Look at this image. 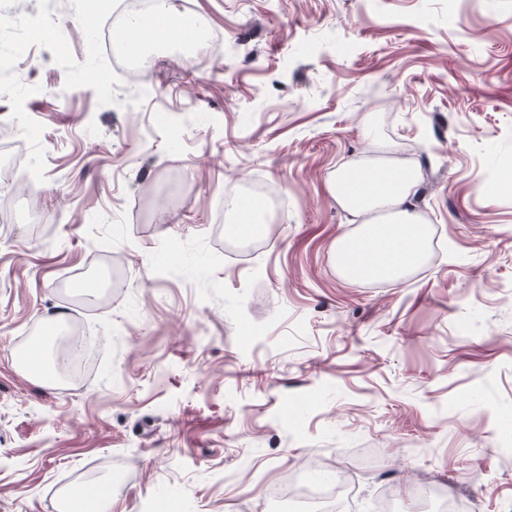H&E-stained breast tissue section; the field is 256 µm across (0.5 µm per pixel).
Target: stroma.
<instances>
[{"label": "stroma", "mask_w": 512, "mask_h": 512, "mask_svg": "<svg viewBox=\"0 0 512 512\" xmlns=\"http://www.w3.org/2000/svg\"><path fill=\"white\" fill-rule=\"evenodd\" d=\"M218 34L128 72L87 37L90 0H0L67 32L0 69L19 168L0 226V512H275L271 487L343 470L341 512H512V0H171ZM421 177L431 227L406 282H351L355 233L327 182L372 140ZM285 198L238 251L218 207ZM82 317L107 340L83 378L26 376L25 332Z\"/></svg>", "instance_id": "stroma-1"}]
</instances>
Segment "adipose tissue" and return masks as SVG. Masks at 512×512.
Returning a JSON list of instances; mask_svg holds the SVG:
<instances>
[{
	"instance_id": "ef3b65f1",
	"label": "adipose tissue",
	"mask_w": 512,
	"mask_h": 512,
	"mask_svg": "<svg viewBox=\"0 0 512 512\" xmlns=\"http://www.w3.org/2000/svg\"><path fill=\"white\" fill-rule=\"evenodd\" d=\"M375 159H357L340 166L328 190L350 215L363 218L355 238L339 237L336 253L342 276L352 280L404 282L425 259L428 228L412 199L419 176L395 158L393 142L377 144Z\"/></svg>"
}]
</instances>
